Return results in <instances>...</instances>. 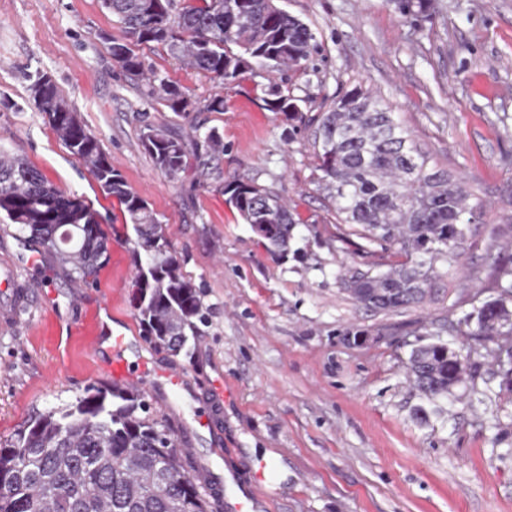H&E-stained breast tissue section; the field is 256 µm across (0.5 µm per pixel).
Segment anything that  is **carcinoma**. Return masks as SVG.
Listing matches in <instances>:
<instances>
[{
  "instance_id": "obj_1",
  "label": "carcinoma",
  "mask_w": 512,
  "mask_h": 512,
  "mask_svg": "<svg viewBox=\"0 0 512 512\" xmlns=\"http://www.w3.org/2000/svg\"><path fill=\"white\" fill-rule=\"evenodd\" d=\"M102 0L120 24L124 39L112 40V61L130 77L147 81L146 96L189 116V95L155 72H145L134 47L156 45L218 84L231 85L245 71L307 73L318 49L302 19L274 9L269 0ZM414 21L430 0H395ZM30 97L56 136L83 161L102 190L115 198L132 225L134 315L154 347L189 355L209 316L200 287L171 254L166 228L146 199L112 168L96 136L59 92L52 77L39 74ZM260 100L269 112L310 131L319 187L335 204L342 223L360 237L392 252L386 269L347 271L343 291L357 305L393 313L433 301L445 273L460 263L471 224L483 201L460 178L430 163L408 129L382 99L360 85L340 90L308 114L300 99L270 82ZM200 126L182 133L145 125L141 144L168 178L185 173L199 149L216 155L224 144L212 132L199 140ZM226 202L266 251L288 255L295 214L277 195L235 178L218 185ZM0 212L19 225L23 241H35L69 265L74 283L94 284L107 236L90 220L94 211L53 186L34 167L0 150ZM486 288L497 296L475 310L473 336L493 341L512 335V265L494 258ZM407 369L414 388L428 401L446 399L464 383L457 354L431 341L412 349ZM0 512H215L214 501L185 467L166 421L151 414L135 386L94 385L61 411L39 414L0 446Z\"/></svg>"
}]
</instances>
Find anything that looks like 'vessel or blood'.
Instances as JSON below:
<instances>
[{"mask_svg":"<svg viewBox=\"0 0 512 512\" xmlns=\"http://www.w3.org/2000/svg\"><path fill=\"white\" fill-rule=\"evenodd\" d=\"M36 255L25 260L15 257L0 258V289L10 291L11 304L25 301L23 289L15 285L16 268L19 263L35 266ZM98 349L106 351L111 358V373L114 384L135 385L149 394L163 393L162 408L168 412L178 429H189L209 435L211 446L198 461L197 476L204 485L223 484L226 495L223 504L226 512H266L267 501L258 494L261 482H274L275 467L265 458H255L250 478H243L235 469L224 466V441L214 423L211 410L223 407L229 399L222 379L209 381L205 395H198L191 384L187 369L180 366L156 367L152 359L143 355L128 336L103 326Z\"/></svg>","mask_w":512,"mask_h":512,"instance_id":"1","label":"vessel or blood"}]
</instances>
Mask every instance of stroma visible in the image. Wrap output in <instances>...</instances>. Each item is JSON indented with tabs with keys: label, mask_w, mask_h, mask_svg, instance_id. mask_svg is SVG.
<instances>
[{
	"label": "stroma",
	"mask_w": 512,
	"mask_h": 512,
	"mask_svg": "<svg viewBox=\"0 0 512 512\" xmlns=\"http://www.w3.org/2000/svg\"><path fill=\"white\" fill-rule=\"evenodd\" d=\"M308 23L316 70L284 92L318 111L361 85L388 104L431 162L478 188L485 204L460 270L424 307L376 314L355 305L339 275L387 261L378 245L344 234L320 190L309 133L265 110L263 77L243 73L220 88L159 47L145 68L188 90L189 120L224 144L209 176L164 177L140 143L145 123L172 113L113 66L109 38L123 33L101 0H0V149L24 158L99 215L106 260L90 288L49 253L21 267L30 302L0 325V443L38 412L64 408L86 387L111 385L109 357L93 345L110 320L140 339L131 306L132 234L115 198L57 138L29 93L52 76L95 134L113 169L166 227L173 255L203 288L210 323L193 355L147 348L157 366L188 368L193 381L223 376L226 463L246 471L274 453L269 512H512V394L499 390L497 345L464 323L488 298L487 256L512 262V0H431V16L406 22L393 0H281ZM223 93L224 109L205 111ZM241 177L295 208L287 259L259 244L218 192ZM56 294L44 302L45 290ZM442 338L467 355L457 398L427 420L406 365L417 345Z\"/></svg>",
	"instance_id": "stroma-1"
}]
</instances>
